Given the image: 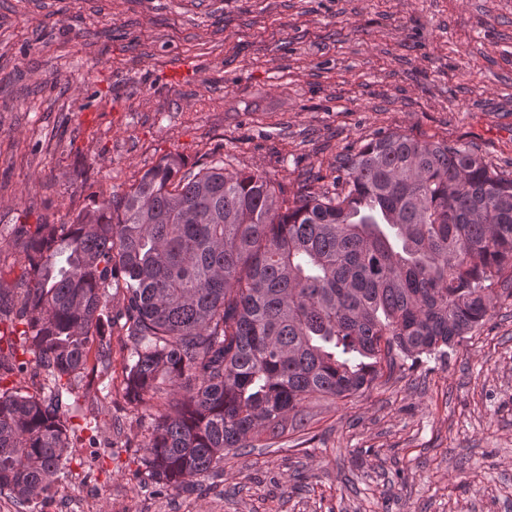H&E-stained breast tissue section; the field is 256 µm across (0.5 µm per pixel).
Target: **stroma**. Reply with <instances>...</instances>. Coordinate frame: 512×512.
<instances>
[{
	"label": "stroma",
	"instance_id": "obj_1",
	"mask_svg": "<svg viewBox=\"0 0 512 512\" xmlns=\"http://www.w3.org/2000/svg\"><path fill=\"white\" fill-rule=\"evenodd\" d=\"M390 133L512 174V0H0V287L23 272L15 225L71 223L166 154L292 192ZM108 330L112 364L89 359L69 410L96 447L0 512H512V298L179 493L138 473L150 419Z\"/></svg>",
	"mask_w": 512,
	"mask_h": 512
}]
</instances>
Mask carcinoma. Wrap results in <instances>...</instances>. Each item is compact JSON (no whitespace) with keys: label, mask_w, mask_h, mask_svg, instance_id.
Returning <instances> with one entry per match:
<instances>
[{"label":"carcinoma","mask_w":512,"mask_h":512,"mask_svg":"<svg viewBox=\"0 0 512 512\" xmlns=\"http://www.w3.org/2000/svg\"><path fill=\"white\" fill-rule=\"evenodd\" d=\"M293 200L259 173L164 156L70 224H22L16 318L0 341V492L39 497L70 460L69 397L106 370L108 288L124 290L125 396L151 410L140 457L173 491L268 448L319 400L368 389L396 358L441 353L512 298V177L472 147L392 133L336 156L332 189Z\"/></svg>","instance_id":"cac0c4a2"}]
</instances>
